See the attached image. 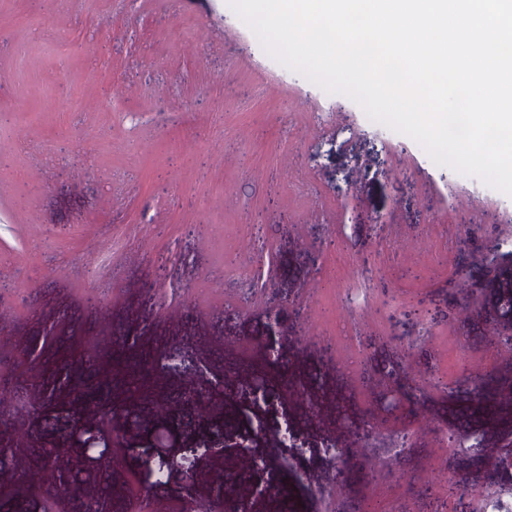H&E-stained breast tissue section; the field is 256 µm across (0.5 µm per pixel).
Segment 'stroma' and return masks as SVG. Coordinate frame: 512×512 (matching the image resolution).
Wrapping results in <instances>:
<instances>
[{
  "mask_svg": "<svg viewBox=\"0 0 512 512\" xmlns=\"http://www.w3.org/2000/svg\"><path fill=\"white\" fill-rule=\"evenodd\" d=\"M72 336H131L185 368L116 426L74 407L82 362L48 403ZM16 360L4 438L43 436L67 470L87 463L81 428L111 436L118 484L223 425L226 452L193 478L171 466L112 512H189L227 469L242 480L224 512H279L258 492L272 479L294 512L365 495L486 512L512 497V196L284 67L227 0H0V363ZM259 369L289 389L254 402ZM218 381L224 397L192 400ZM339 448L397 479L365 482ZM474 475L451 505L446 484ZM28 483L38 502L55 487L59 512L99 493L24 450L0 486Z\"/></svg>",
  "mask_w": 512,
  "mask_h": 512,
  "instance_id": "35a3bbf8",
  "label": "stroma"
}]
</instances>
